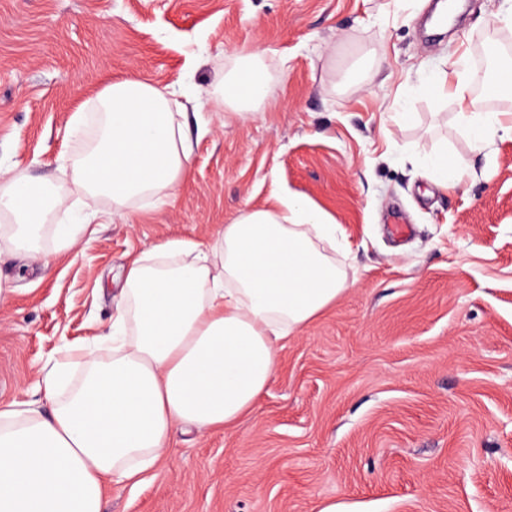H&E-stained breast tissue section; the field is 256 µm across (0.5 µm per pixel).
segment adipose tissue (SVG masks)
Returning a JSON list of instances; mask_svg holds the SVG:
<instances>
[{
  "mask_svg": "<svg viewBox=\"0 0 512 512\" xmlns=\"http://www.w3.org/2000/svg\"><path fill=\"white\" fill-rule=\"evenodd\" d=\"M268 96V77L247 60L224 75L219 102L244 115ZM95 102L105 123L75 187L119 207L174 192L192 148L167 92L128 78ZM64 203L48 180L1 179L6 239L26 243ZM335 242L327 212L279 193L210 247L170 240L130 260L111 359L69 347L84 374L68 394L56 365L40 381L44 401L0 405V512H101L107 487L146 482L176 424L202 433L236 424L266 390L279 342L348 290L325 251Z\"/></svg>",
  "mask_w": 512,
  "mask_h": 512,
  "instance_id": "1",
  "label": "adipose tissue"
}]
</instances>
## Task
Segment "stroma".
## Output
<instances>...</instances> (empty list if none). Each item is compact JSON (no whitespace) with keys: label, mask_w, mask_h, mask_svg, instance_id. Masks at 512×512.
I'll return each instance as SVG.
<instances>
[{"label":"stroma","mask_w":512,"mask_h":512,"mask_svg":"<svg viewBox=\"0 0 512 512\" xmlns=\"http://www.w3.org/2000/svg\"><path fill=\"white\" fill-rule=\"evenodd\" d=\"M433 2L0 0V175L66 195L48 227L99 215L66 249L50 230L0 241V403L107 331L133 257L212 245L276 192L332 217L353 281L282 342L250 413L176 425L148 481L109 488L102 512H512V137L474 144L456 99L424 92L474 73L512 0H469L444 36L424 26ZM241 55L271 85L243 118L216 107ZM123 78L173 92L193 155L173 195L117 209L75 190L97 118L71 117ZM442 150L464 167L453 189L431 179Z\"/></svg>","instance_id":"stroma-1"}]
</instances>
